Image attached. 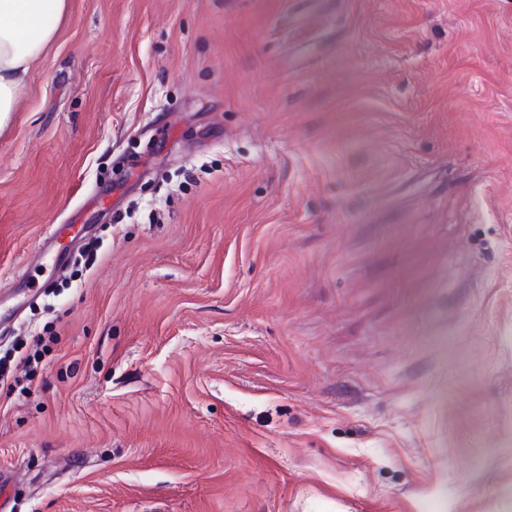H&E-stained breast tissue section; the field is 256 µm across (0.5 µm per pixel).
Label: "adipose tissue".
Wrapping results in <instances>:
<instances>
[{
    "label": "adipose tissue",
    "instance_id": "ef3b65f1",
    "mask_svg": "<svg viewBox=\"0 0 512 512\" xmlns=\"http://www.w3.org/2000/svg\"><path fill=\"white\" fill-rule=\"evenodd\" d=\"M67 8V0H0V128L9 123L32 66L54 38L46 16L63 18Z\"/></svg>",
    "mask_w": 512,
    "mask_h": 512
}]
</instances>
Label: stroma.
Listing matches in <instances>:
<instances>
[{"instance_id": "1", "label": "stroma", "mask_w": 512, "mask_h": 512, "mask_svg": "<svg viewBox=\"0 0 512 512\" xmlns=\"http://www.w3.org/2000/svg\"><path fill=\"white\" fill-rule=\"evenodd\" d=\"M0 130V512H512V0H68ZM89 227L52 275L48 225ZM25 282V273L18 274L14 279L12 286L10 288L1 289V293L4 290H8L7 292L1 294L0 296V318L8 317L12 315L19 307H21L23 301L22 297L24 295L22 288H17L21 284ZM11 302L10 304H7Z\"/></svg>"}]
</instances>
